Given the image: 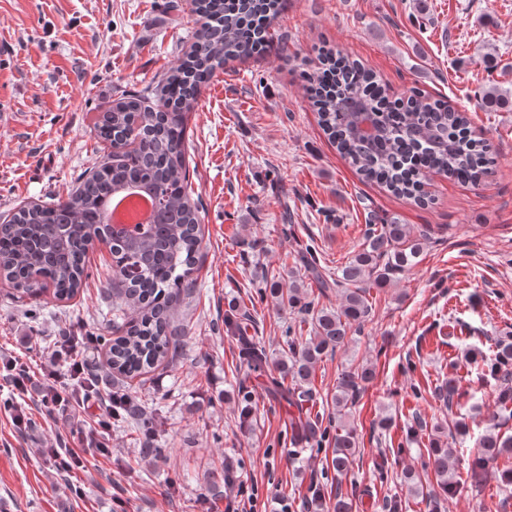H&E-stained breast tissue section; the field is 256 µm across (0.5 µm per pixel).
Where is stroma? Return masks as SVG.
<instances>
[{
  "mask_svg": "<svg viewBox=\"0 0 512 512\" xmlns=\"http://www.w3.org/2000/svg\"><path fill=\"white\" fill-rule=\"evenodd\" d=\"M194 21L191 0H0V38L10 45L0 57V220L66 198L99 155L96 113L173 66ZM269 34L271 50L216 71L189 115L185 156L202 203V244L197 292L175 315L187 330L182 352L105 384L134 392L155 414L160 455L139 456L142 436L130 423H113L111 455L82 447L73 429L94 422L98 401L72 416L36 391L19 399L0 377V512H224L223 494L207 486L228 461L254 493L255 512H304L313 483L327 506L341 489L354 512H386L388 496L401 512H429L402 475L421 471L431 442L457 420L469 431L449 441L458 480L449 512H512V484L502 479L512 460L489 464L477 492L469 472L476 438L500 416L485 361L495 337L512 334V110L480 105L491 85L512 95V0H429L423 14L414 0H286ZM322 46L359 59L392 97L415 87L465 111L472 138L491 146V174L475 186L429 174L432 201L423 207L363 182L304 95ZM391 216L430 228L432 240L413 269L371 289L363 332L317 364L315 401L299 409L275 400L263 375L241 383L240 343L228 324L244 310L255 316L248 333L269 361L284 358L287 327L311 334L298 309L260 296L266 274L285 287L301 278L296 258L310 242L336 269L361 248L368 224ZM89 258V285L69 301H20L0 279V358L38 374L62 337L106 331L112 255L100 244ZM358 364L374 366L376 376L345 418L359 451L339 475L330 452L291 443L289 421L301 413L335 418L336 382ZM448 376L461 380L449 410L432 395ZM246 393L252 415L244 422ZM20 402L29 418L22 432L12 421ZM416 409L426 425L410 441ZM384 416L390 429L377 425ZM58 441L79 450L84 467L58 471L44 452Z\"/></svg>",
  "mask_w": 512,
  "mask_h": 512,
  "instance_id": "35a3bbf8",
  "label": "stroma"
}]
</instances>
